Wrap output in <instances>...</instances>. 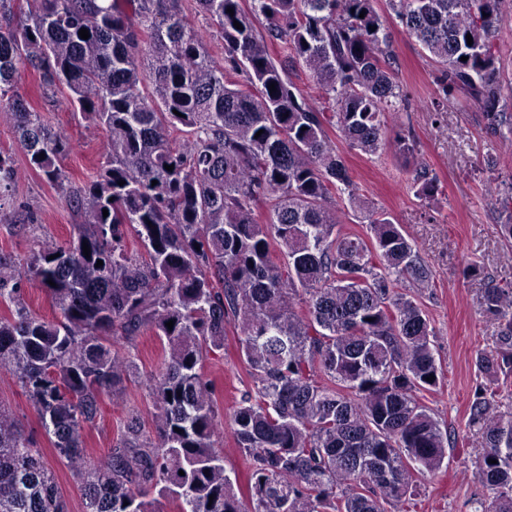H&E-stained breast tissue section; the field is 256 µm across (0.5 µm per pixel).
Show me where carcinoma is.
<instances>
[{
  "instance_id": "1",
  "label": "carcinoma",
  "mask_w": 512,
  "mask_h": 512,
  "mask_svg": "<svg viewBox=\"0 0 512 512\" xmlns=\"http://www.w3.org/2000/svg\"><path fill=\"white\" fill-rule=\"evenodd\" d=\"M19 2L0 0V113L82 223L65 245L29 238L22 263L0 256L9 311L0 369L77 479L84 512H156L158 497L177 512H412L449 440L421 401L444 378L434 331L398 287L423 290L434 274L402 228L358 194L329 129L366 155L388 145L414 157L411 135L385 138V114L405 102L391 14L438 65L430 111H447L461 92L488 135L512 138L502 0H385V14L377 0H251L248 10L243 0H195L224 41L221 57L181 0ZM296 66L320 98L290 79ZM30 69L42 89L66 88L88 127L105 132V162L83 188L66 186L56 165L68 139L21 93ZM14 175L13 154L0 150V199ZM409 181L418 198L436 199V176L416 160ZM344 201L364 212L366 234L337 229ZM499 204L508 213L501 234L512 240V186ZM31 279L55 317L30 310ZM486 280L480 307L494 347L477 365L508 376L512 289ZM229 325L255 383L232 414L250 470L246 503L224 468L215 385L202 372ZM146 331L163 342L158 370L141 378L155 435L128 415L95 461L84 430L104 399L124 395ZM468 428L489 491L475 512H512V411L482 383ZM0 512H68L55 473L1 403Z\"/></svg>"
}]
</instances>
